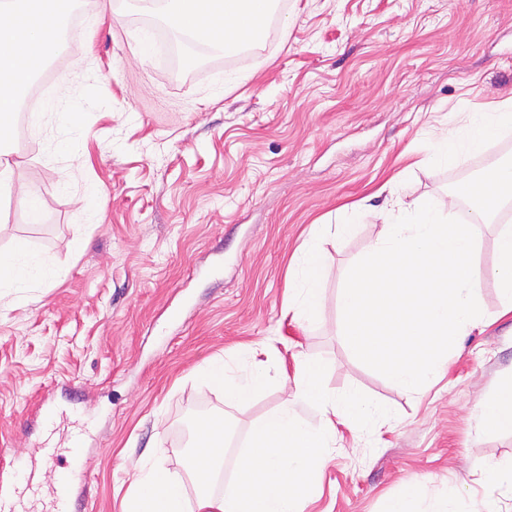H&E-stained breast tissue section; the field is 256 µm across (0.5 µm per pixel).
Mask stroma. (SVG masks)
<instances>
[{"mask_svg":"<svg viewBox=\"0 0 512 512\" xmlns=\"http://www.w3.org/2000/svg\"><path fill=\"white\" fill-rule=\"evenodd\" d=\"M279 4L250 54L175 69L147 46L144 9L107 0L63 60L78 131L56 115L15 127L8 159L35 186L40 220L0 197V251L26 244L65 275L0 294V470L32 448L51 394L91 428L84 512H122L138 467L157 458L193 495L185 414L227 413L239 450L291 395L274 383L229 408L199 365L290 370L302 350L326 360L329 390L357 388L394 418L361 439L338 425L305 512H390L412 487L512 512V494L483 474L512 463V428L471 416L478 401L512 399V314L500 315L493 281L478 291L485 323L456 339L421 396L355 357L337 307L341 272L381 229L380 186L400 173L411 197L445 199L465 170L512 157L511 130L448 166L423 162L450 123L512 97V0ZM362 199L354 235L316 271L319 321L303 330L282 314L288 262L311 224L342 221Z\"/></svg>","mask_w":512,"mask_h":512,"instance_id":"35a3bbf8","label":"stroma"}]
</instances>
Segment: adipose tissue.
I'll return each mask as SVG.
<instances>
[{
	"instance_id": "1",
	"label": "adipose tissue",
	"mask_w": 512,
	"mask_h": 512,
	"mask_svg": "<svg viewBox=\"0 0 512 512\" xmlns=\"http://www.w3.org/2000/svg\"><path fill=\"white\" fill-rule=\"evenodd\" d=\"M12 8L0 10V191L13 192L19 206L35 196L34 187L16 183L14 169L5 160V145L12 132L11 120L25 91L24 83L6 84V67L16 66L36 76L55 48L56 33L63 23L60 0H42L41 8L31 0H11ZM271 0H167L166 16L171 26L204 40L223 52L245 38L262 37L266 31ZM512 128V98L481 112L467 113L464 121L449 129L447 136L431 144L427 161L434 166L455 162L463 154L479 152L502 131ZM351 220L336 226L315 225L309 239L288 265L284 313L302 326L318 319L319 288L315 268L324 257L323 243H341L350 237L356 221L363 217L360 204L350 206ZM60 269L41 252L19 245L0 253V289L21 292L37 284L57 280ZM202 379L223 390L224 402L237 404L271 382H287L284 372L260 364L238 373L224 359L208 360L199 370Z\"/></svg>"
}]
</instances>
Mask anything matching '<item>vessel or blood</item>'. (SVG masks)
Returning <instances> with one entry per match:
<instances>
[{
	"instance_id": "b4317fda",
	"label": "vessel or blood",
	"mask_w": 512,
	"mask_h": 512,
	"mask_svg": "<svg viewBox=\"0 0 512 512\" xmlns=\"http://www.w3.org/2000/svg\"><path fill=\"white\" fill-rule=\"evenodd\" d=\"M39 416L41 433L35 446L12 463L20 484L0 483V512H76L86 497L85 430H73L61 446L53 435L57 415L51 401L41 402Z\"/></svg>"
}]
</instances>
